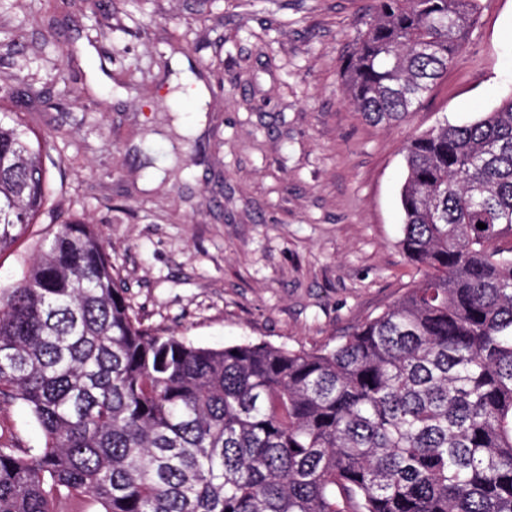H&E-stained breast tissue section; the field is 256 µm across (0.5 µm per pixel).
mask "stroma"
<instances>
[{
    "label": "stroma",
    "mask_w": 512,
    "mask_h": 512,
    "mask_svg": "<svg viewBox=\"0 0 512 512\" xmlns=\"http://www.w3.org/2000/svg\"><path fill=\"white\" fill-rule=\"evenodd\" d=\"M370 4L0 0V94L14 112L21 90L45 92L33 123L59 189L52 223L0 253V287L78 217L146 324L198 346L312 351L381 313L422 277L399 246L405 146L512 91V0H482L455 65L394 126L343 92ZM180 57L209 91L198 134L193 103L170 96ZM0 438L35 448L41 433L0 403Z\"/></svg>",
    "instance_id": "stroma-1"
}]
</instances>
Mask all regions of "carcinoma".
I'll return each instance as SVG.
<instances>
[{
	"label": "carcinoma",
	"instance_id": "cac0c4a2",
	"mask_svg": "<svg viewBox=\"0 0 512 512\" xmlns=\"http://www.w3.org/2000/svg\"><path fill=\"white\" fill-rule=\"evenodd\" d=\"M481 0H373L343 62L370 122L413 112ZM44 143L0 121V251L50 196ZM400 247L423 271L334 346H196L144 324L94 225H57L0 288V512H512V96L412 138ZM486 228L480 229L477 224ZM0 433L16 448H37L41 442L38 426L19 402L0 403Z\"/></svg>",
	"mask_w": 512,
	"mask_h": 512
}]
</instances>
